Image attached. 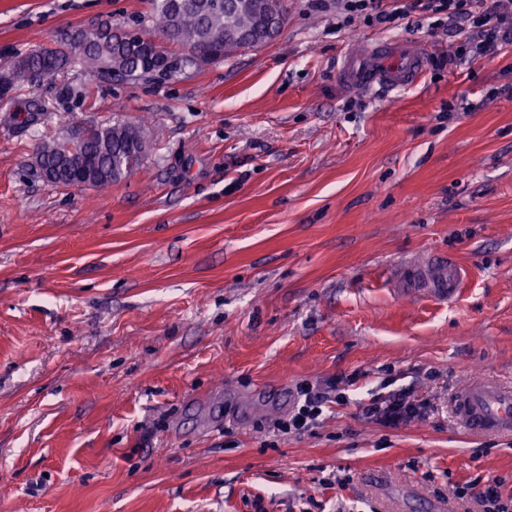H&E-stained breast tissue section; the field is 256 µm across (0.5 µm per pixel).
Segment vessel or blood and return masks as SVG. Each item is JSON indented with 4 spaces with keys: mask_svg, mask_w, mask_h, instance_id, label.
<instances>
[{
    "mask_svg": "<svg viewBox=\"0 0 512 512\" xmlns=\"http://www.w3.org/2000/svg\"><path fill=\"white\" fill-rule=\"evenodd\" d=\"M424 71L425 49L416 42L357 40L344 53L337 81L352 90L376 85L406 90ZM413 273L423 284V294L441 302L453 297L460 279L458 269L445 262L433 271L415 267ZM453 413L469 433L512 435V387L490 380L471 382L455 393Z\"/></svg>",
    "mask_w": 512,
    "mask_h": 512,
    "instance_id": "1",
    "label": "vessel or blood"
}]
</instances>
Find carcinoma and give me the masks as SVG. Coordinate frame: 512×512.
I'll use <instances>...</instances> for the list:
<instances>
[{
	"label": "carcinoma",
	"instance_id": "cac0c4a2",
	"mask_svg": "<svg viewBox=\"0 0 512 512\" xmlns=\"http://www.w3.org/2000/svg\"><path fill=\"white\" fill-rule=\"evenodd\" d=\"M151 22L172 48L160 51L173 57L170 68L158 72L148 67L133 49L132 36L123 30L105 35L94 29L80 40L61 38L16 57L6 71L10 87L53 79L77 68L100 82H162L188 68H199L235 51V40L260 29H280L285 0H150ZM69 136L43 140L37 147L49 166L61 164ZM153 133L144 123L108 120L93 126L82 145L95 172L90 186L103 190L138 168L143 160L141 144Z\"/></svg>",
	"mask_w": 512,
	"mask_h": 512
}]
</instances>
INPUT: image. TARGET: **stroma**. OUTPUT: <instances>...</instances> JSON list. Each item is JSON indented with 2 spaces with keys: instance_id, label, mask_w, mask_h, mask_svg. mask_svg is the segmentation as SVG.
<instances>
[{
  "instance_id": "obj_1",
  "label": "stroma",
  "mask_w": 512,
  "mask_h": 512,
  "mask_svg": "<svg viewBox=\"0 0 512 512\" xmlns=\"http://www.w3.org/2000/svg\"><path fill=\"white\" fill-rule=\"evenodd\" d=\"M277 37L164 82L80 71L0 99V512H468L512 495V437L450 398L512 384V44L460 66L459 20L336 26L287 0ZM147 0H0V68L55 36L145 23ZM431 57L414 87L336 80L360 39ZM148 119L140 167L53 186L45 138ZM447 302L404 290L434 256ZM355 378L302 435L285 388ZM384 380L430 400L397 428L358 403ZM501 480L494 478L487 480L483 487L476 493V499L480 503V512H511L512 497L504 498L500 491Z\"/></svg>"
}]
</instances>
